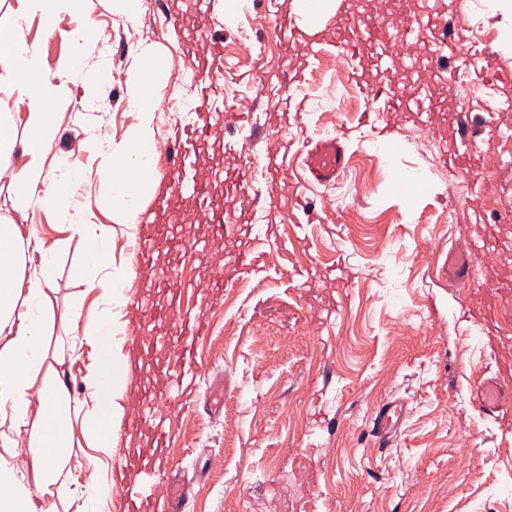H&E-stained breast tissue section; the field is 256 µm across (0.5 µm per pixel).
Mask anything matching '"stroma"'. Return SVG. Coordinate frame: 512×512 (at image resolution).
Returning <instances> with one entry per match:
<instances>
[{"mask_svg": "<svg viewBox=\"0 0 512 512\" xmlns=\"http://www.w3.org/2000/svg\"><path fill=\"white\" fill-rule=\"evenodd\" d=\"M224 2L209 4L213 34L224 43L223 93L214 103L224 137V154L213 162L217 182L248 163L243 138L257 128L276 132L289 111L278 84L263 97L253 93L259 78L285 65L274 43L233 51L244 36H262V0H239L231 13ZM440 7L463 35L440 48L453 78L428 84L436 111L399 117L402 148L395 156L383 153V133L353 77L336 68L335 46L310 62V102L301 124L310 132L350 128V163L330 187L281 182L264 188L269 203L259 217L288 248L279 266L211 292L217 268L230 266L237 253L235 240L212 239L209 225L193 223L195 201L165 216L157 193L142 199L147 222L209 242L207 251L174 254L184 305L201 311L211 327L199 346L198 403L178 421L171 450L192 512H265L272 501L280 512H512V427L480 416L469 388L471 380L503 366L486 346L480 295L449 287L445 272L450 247L482 246L496 259L478 268V278L512 281V224L496 240L483 235L485 225L497 223V210L512 209V153L488 123L473 173L440 163L457 149L451 120L458 106L482 112L488 92L512 99V48L502 39L512 14L490 11L487 0H441ZM87 21L98 41L84 63L105 76L100 122L90 132L77 121L88 95L82 85L71 86L49 159L80 167L72 204L89 222L111 225L112 270L128 275V303L144 306L159 296L150 272H127L135 230L103 206L110 179L97 144L122 140L133 121L127 95L138 44L163 59L158 98L191 101L192 63L166 0H142L133 20L113 0H96ZM74 25L64 12L50 34L40 18L24 22L22 33L39 44L48 71L72 53ZM487 67L492 79L485 89L478 82ZM227 107L247 115L243 129L225 126ZM482 168L495 174L488 194L496 207L478 215L469 200ZM306 204L320 210L322 223H306ZM1 217L24 218L5 179ZM24 219L57 246L55 310L78 302L91 309L79 277L81 244L51 214L38 210ZM70 336L67 326L55 324L47 344L62 381L78 396L96 356L86 347L80 358L71 357ZM390 400L405 402L407 413L383 447L373 418Z\"/></svg>", "mask_w": 512, "mask_h": 512, "instance_id": "stroma-1", "label": "stroma"}]
</instances>
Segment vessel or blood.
<instances>
[{
	"mask_svg": "<svg viewBox=\"0 0 512 512\" xmlns=\"http://www.w3.org/2000/svg\"><path fill=\"white\" fill-rule=\"evenodd\" d=\"M269 34L281 45H296L306 57L321 55L322 42L309 35V28L321 11L320 0H305V13L295 17L284 13L279 0H267ZM175 23L188 34V51L194 58V82L197 93L182 126V134L175 142L167 192L162 196L163 209L176 208L185 193L199 199V211L205 216L213 236L224 238L244 231L246 224L254 222L262 208L264 198L260 185L277 182L286 177L282 135L269 137L260 164H248L227 175L224 180V204L217 207L209 203L210 183L202 174V158L215 135L210 102L222 92L220 81L223 49L212 34V20L203 0H196L193 9L185 14H174ZM340 55L349 67L360 66V51L364 45L401 43L403 54L386 52L375 60L377 70L387 76L382 85L365 86L367 97L384 101L390 108L412 112H428L432 102L424 87L405 94L406 73L416 63L412 51L424 49L433 55L439 42L458 41L459 31L443 32L437 28L435 15L418 18L401 14L396 26L388 28L378 18L365 13L340 16L329 28ZM470 114L460 109L453 114V129L461 134L467 127ZM476 148L475 138H463L455 154L454 164L465 169ZM304 168L311 182L328 186L334 184L345 170L347 152L340 134H326L306 140L300 147ZM174 247L172 239L146 231L137 232L130 243V253L137 269L153 271L155 285L164 294V301L137 308L131 314L133 326L126 338L138 352L141 361H151L156 353L167 354L169 364L162 369L169 380V391L159 393L145 390L138 406L123 422V430L137 437L136 450L119 454L112 467L113 491L124 505V512H190L186 494H175L168 489L166 473L172 463L167 450L174 438L172 425L181 412L184 386L194 379L198 362L195 343L206 333L202 316L185 310L172 302L171 297L180 285L178 268L168 255ZM483 258L482 248L450 249L448 252V282L467 285L473 282L475 268ZM478 291L490 294L482 321L492 328L508 312L495 300L498 284L482 282ZM474 405L484 416H503L512 406V380L494 376L477 379L473 385ZM402 418L398 403L387 401L376 410L374 425L383 439H390Z\"/></svg>",
	"mask_w": 512,
	"mask_h": 512,
	"instance_id": "vessel-or-blood-1",
	"label": "vessel or blood"
}]
</instances>
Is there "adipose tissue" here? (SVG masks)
Returning a JSON list of instances; mask_svg holds the SVG:
<instances>
[{"mask_svg":"<svg viewBox=\"0 0 512 512\" xmlns=\"http://www.w3.org/2000/svg\"><path fill=\"white\" fill-rule=\"evenodd\" d=\"M87 0H21L20 17L39 16L52 27L59 13L73 14L71 57L62 60L64 82H56L43 68L40 48L27 42L18 24L0 26V83L16 92L27 108V136L20 145L22 165L0 168L18 189L21 214L35 209L57 214L84 247L87 262L80 275L88 291L98 292L108 305L105 313L75 306L63 320L83 324L82 344L96 349L97 366L82 378L83 398L70 396L53 365L48 364L47 329L55 315V246L46 243L30 224L0 221V512H51L37 507L35 495L50 494L60 474L79 466L73 448L79 437L94 439L95 451L112 458L116 452L112 415L119 410L128 384V365L113 355L117 325L112 309L125 305V275L102 276L112 265V227L86 223L70 203L78 178L76 167L48 168L47 158L56 138V109L64 104L68 82H80L92 95L101 92L100 80L86 73L84 51L95 32L86 21ZM138 81L129 93L127 108L134 121L119 142L99 149L111 176L109 204L127 222H134L144 191L151 182L154 157L144 149L154 143L158 121L157 98L151 85L159 62L149 49L137 55ZM112 485L90 473L67 497L69 512H100Z\"/></svg>","mask_w":512,"mask_h":512,"instance_id":"obj_1","label":"adipose tissue"}]
</instances>
